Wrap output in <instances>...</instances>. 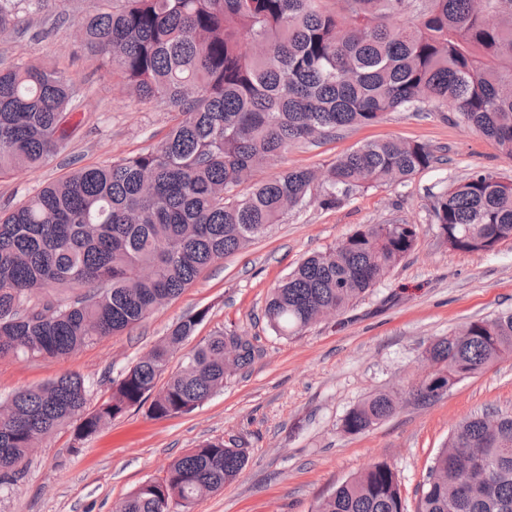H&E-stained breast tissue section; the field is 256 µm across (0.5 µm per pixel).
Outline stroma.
Returning <instances> with one entry per match:
<instances>
[{
	"label": "stroma",
	"mask_w": 512,
	"mask_h": 512,
	"mask_svg": "<svg viewBox=\"0 0 512 512\" xmlns=\"http://www.w3.org/2000/svg\"><path fill=\"white\" fill-rule=\"evenodd\" d=\"M92 0H22V25L0 34V69L48 62L78 90L76 137L40 168L0 178V210L69 172L146 151L168 132L175 112L166 100L138 101L83 52L76 23ZM397 138L440 147L439 163L410 180L358 192L333 209L315 203L291 210L245 250L201 270L182 294L148 318L75 353L54 359L0 360V401L19 390L77 373L93 385L92 402L110 394L129 366L187 316L205 320L170 357L218 332L248 337L260 353L245 371L194 411L152 419L134 407L99 432L75 439L66 430L30 454L20 476L0 494V512H112L135 488L163 477L168 465L207 440L244 438L248 463L223 490L200 498L193 512H314L338 485L376 461L398 474L407 512L452 428L493 409L512 413V359L452 385L420 406L406 395L427 346L464 324L512 311V240L494 250H452L439 235L432 196L471 170L512 175V160L451 110L394 112L379 123L350 127L319 144L289 148L256 172L268 179L291 167L323 168L357 146ZM417 225L414 251L352 307L302 334L276 335L262 312L271 287L307 256L335 246L365 224ZM401 391L398 412L354 435L345 414L368 396Z\"/></svg>",
	"instance_id": "35a3bbf8"
}]
</instances>
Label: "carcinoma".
<instances>
[{
	"instance_id": "1",
	"label": "carcinoma",
	"mask_w": 512,
	"mask_h": 512,
	"mask_svg": "<svg viewBox=\"0 0 512 512\" xmlns=\"http://www.w3.org/2000/svg\"><path fill=\"white\" fill-rule=\"evenodd\" d=\"M0 0V32L17 29L16 3ZM77 24L80 49L117 71L140 101L178 112L157 146L83 167L0 212V359L70 355L146 319L207 265L245 248L306 203L332 209L352 192L403 182L438 161L425 142H365L322 169L288 168L253 182L271 162L391 112L451 107L512 160V0H119ZM76 90L41 63L0 69V176L40 167L78 130ZM434 223L450 248L488 252L512 239V178L475 170L441 191ZM417 225L367 224L304 259L277 283L264 317L297 336L326 310L345 312L417 243ZM180 322L130 366L111 395L89 407L91 385L64 374L0 403V486L27 449L78 422L87 437L133 407L153 418L192 412L248 367L257 347L218 333L193 348L154 393L170 352L206 317ZM512 356V312L479 319L430 343L431 373L409 394L429 402ZM397 396L377 393L348 411L357 434L391 417ZM248 457L241 439L208 440L174 460L113 512H192L235 481ZM315 512H406L385 461L320 501ZM417 512H512V413L460 421L434 458Z\"/></svg>"
}]
</instances>
